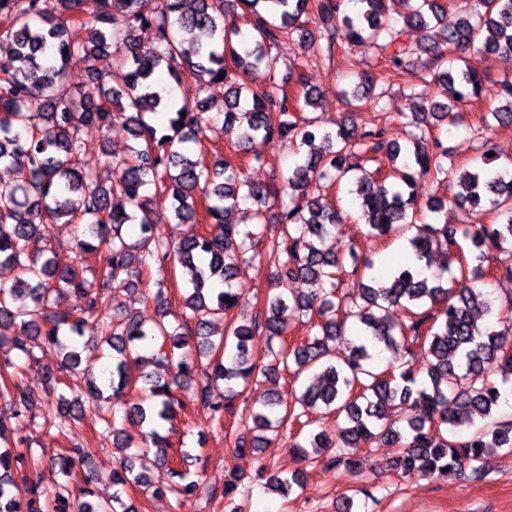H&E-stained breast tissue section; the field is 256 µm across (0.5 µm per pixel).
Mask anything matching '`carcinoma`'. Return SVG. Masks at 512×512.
I'll use <instances>...</instances> for the list:
<instances>
[{"instance_id": "1", "label": "carcinoma", "mask_w": 512, "mask_h": 512, "mask_svg": "<svg viewBox=\"0 0 512 512\" xmlns=\"http://www.w3.org/2000/svg\"><path fill=\"white\" fill-rule=\"evenodd\" d=\"M225 2L59 0L60 15L50 16L41 0H0V50H5L0 56V264L19 273L12 285L0 287V350L10 348L31 363L37 360L35 350L50 349L75 368L81 326L95 319L115 352L106 378L72 384L69 398L49 392L43 430L64 434L94 410L105 423L103 434L112 435V445L122 451L115 484L150 485V472L161 465L169 478L183 482V492L201 490L211 500L237 493V478L224 480L220 494L200 489L180 469L190 454L180 452L177 463L170 459L172 444L157 429L196 406L211 412L227 446L237 451L245 450L246 441L237 429L224 426L225 417L237 415L242 426L252 424L255 453L292 423L299 430L288 436V444L298 461L353 473L360 472L357 454L376 441L397 449L389 470L402 475L448 478L479 470L477 463L498 448L511 454L512 420L497 417L502 392L491 375L512 377V299L496 305L481 283L488 276L512 279V164H495L486 139L481 164L461 175L464 192L454 204L479 210L488 204L496 213V223L474 224L465 234L478 250V265H459L458 275L447 281L442 271L423 276L417 263L440 250L452 257L460 244L455 226L418 224L416 217L423 211L448 212L447 201L432 196L422 203L418 194L420 187L448 175L450 152L439 139L428 138L435 127L454 125L458 112L485 98L491 86L495 96L488 114L497 125L512 126V75L493 81L471 61L478 56L487 63L512 53V0H461L452 14L442 0H358L361 8L354 15L343 8L344 0H238L250 26L247 36L226 24ZM119 16L125 27H111ZM433 23L441 27V39L414 49L403 40L406 30H427ZM142 27L155 31L149 46L135 38ZM294 37L311 59L338 42L382 52L405 78L412 111L403 118L420 130L412 149L388 140L384 128L360 132L345 120L324 128L318 119L300 115L289 81L277 78L281 63L273 53L281 39ZM111 53L120 57V65L104 73L97 61ZM413 54L426 56L428 63L418 78L424 82L430 75L444 85L446 100L429 101L416 91L406 62ZM72 63L85 71L78 86L64 83ZM162 69L181 92L177 109L169 108L157 89ZM355 76L354 89L341 97L356 109L380 106L385 91L373 85L367 71ZM215 83L224 84V106L212 115L202 92ZM32 111L46 116L42 128L28 126ZM115 111L126 115L134 145L119 161L87 159L78 131L89 124L109 126ZM270 111L285 116L275 128L267 123ZM157 112L169 114L162 131L148 121ZM230 129L237 130L245 152L275 137L306 148L284 179L287 191L252 183L228 159L211 161L193 153L192 144L218 139ZM381 151L395 160L404 157L402 167L360 176L349 193L372 236L389 240L411 234L415 263L400 266L384 284L372 277L358 292L344 291L339 288L344 274L362 277L374 262H359L351 248L348 271L345 258L324 247L346 217L321 203L323 190L352 170L347 157L366 160ZM150 187L170 194L174 223H196L203 211L208 229L174 242L155 237L146 195ZM243 202L254 207L256 219L246 229L235 221ZM273 206L280 216L275 228L266 222V210ZM60 220L83 224L75 249L102 253L91 277L74 264L60 266L54 251L38 246L39 226ZM127 224L138 226V243L125 239ZM234 244L241 256L261 245L276 265L279 292L248 324L234 317L245 295L235 284L236 255L229 253ZM488 250L499 252L490 270L481 266ZM171 261L188 275L181 311L172 321L164 313L148 326L128 312L116 292ZM296 281L308 288L294 292ZM66 296L74 307L61 310L58 300ZM481 315L502 329L479 325ZM216 320L224 321L217 343L210 338ZM297 323L308 326L309 336L290 343L286 335ZM341 339L346 351L334 362L329 343ZM260 340L272 358L264 366L255 357ZM155 343L169 347L168 376H145L148 394L132 398L131 366L147 362L140 350ZM416 348L427 354L421 379L412 363ZM378 352L394 360L382 368ZM202 357L214 360L213 374L200 378ZM292 364L296 375L320 368L317 382L297 397L301 411L280 413L273 393L257 408L234 411V401L250 383ZM11 367V360L0 361V398L21 413L31 400L12 380ZM214 378L224 382L223 392L211 388ZM404 407L422 409L406 429L392 413ZM114 408L138 426H150L143 436L157 448L155 456L147 449L128 453L133 437L116 428ZM317 409L335 416L336 427L300 438L306 426L302 417ZM21 444L9 439V426L0 418V512H43L34 506L42 496L51 501V512L111 510L80 501L90 494L86 487L72 498L64 483L52 493L40 488L29 478L26 454L15 450ZM257 461L267 489L287 498L302 488L297 474L288 478L264 458ZM56 465L68 480L80 474L85 483L92 481L95 461L87 448L62 449Z\"/></svg>"}]
</instances>
